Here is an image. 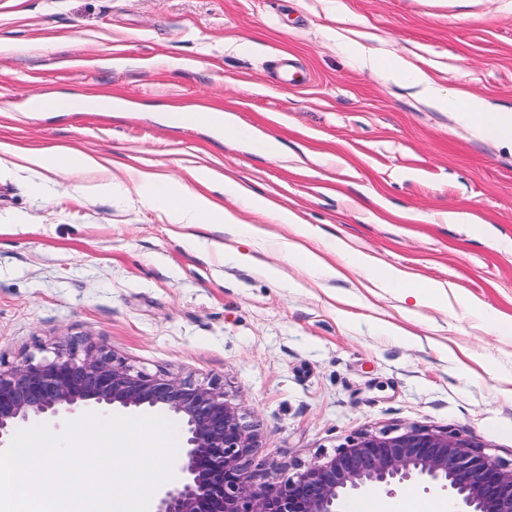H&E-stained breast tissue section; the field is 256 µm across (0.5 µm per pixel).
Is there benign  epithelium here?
<instances>
[{
    "label": "benign epithelium",
    "mask_w": 512,
    "mask_h": 512,
    "mask_svg": "<svg viewBox=\"0 0 512 512\" xmlns=\"http://www.w3.org/2000/svg\"><path fill=\"white\" fill-rule=\"evenodd\" d=\"M89 404L107 412L160 410L182 424L181 479L155 494L152 512H347L354 495L420 483L447 494L455 512H512V467L457 433L423 426L363 434L325 461L257 485L250 466L258 434L223 388L148 374L93 343H61L51 359L0 366V449L20 425Z\"/></svg>",
    "instance_id": "7a95c632"
}]
</instances>
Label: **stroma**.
I'll use <instances>...</instances> for the list:
<instances>
[{"label":"stroma","mask_w":512,"mask_h":512,"mask_svg":"<svg viewBox=\"0 0 512 512\" xmlns=\"http://www.w3.org/2000/svg\"><path fill=\"white\" fill-rule=\"evenodd\" d=\"M370 46L512 107V0H0V142L63 145L185 182L205 166L332 242L449 283L408 310L390 288L328 280L281 250L287 225L219 201L269 236L255 260L224 231L173 223L99 174L15 166L0 178V364L93 342L149 374L212 381L258 433L255 483L334 455L348 438L427 426L512 464V146L481 138L402 82ZM285 56L304 76L280 83ZM55 93L108 112H35ZM230 109L281 157L169 125L170 106ZM484 221L445 224L442 213ZM60 101L69 102L70 106L66 109L57 108V110L66 111V112H81V110H101V111H111L112 110V98L106 95H96V96H87V95H72L57 98Z\"/></svg>","instance_id":"stroma-1"}]
</instances>
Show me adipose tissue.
<instances>
[{"mask_svg":"<svg viewBox=\"0 0 512 512\" xmlns=\"http://www.w3.org/2000/svg\"><path fill=\"white\" fill-rule=\"evenodd\" d=\"M391 77L403 80L407 86L416 89L418 95L433 107L455 113L458 121L475 128L487 139L512 145V108H502L490 104L484 97L463 91L441 92L426 72L409 66L403 59H394L389 67ZM172 116L175 125L194 123L210 125L221 129L225 140L243 141L255 145L259 151L269 156L280 153L277 139L262 136L250 126L236 118L233 113L196 107L191 109L174 108ZM23 163L45 170L100 169L99 160L90 154H76L61 147H51L22 152L18 155ZM123 173L146 199L166 205L175 223L186 226L210 224L232 230L236 220L211 199V192L221 194H242L254 211L265 213L269 210L268 200L260 195L244 193L236 183L220 180L214 172L198 175L200 184L206 185L207 193L191 190L186 184L159 174H147L131 166H123ZM277 223L294 229L297 237L288 241L289 255L298 257L304 265L322 272L327 278L342 279L347 272L364 271L368 279L384 288L398 289L403 297H410L418 304L434 303L446 295V285L431 282L416 287L411 277L400 269L370 261L367 256L350 255L343 245H328L321 235L312 228L301 227L296 216L289 211L273 213Z\"/></svg>","mask_w":512,"mask_h":512,"instance_id":"adipose-tissue-1","label":"adipose tissue"}]
</instances>
